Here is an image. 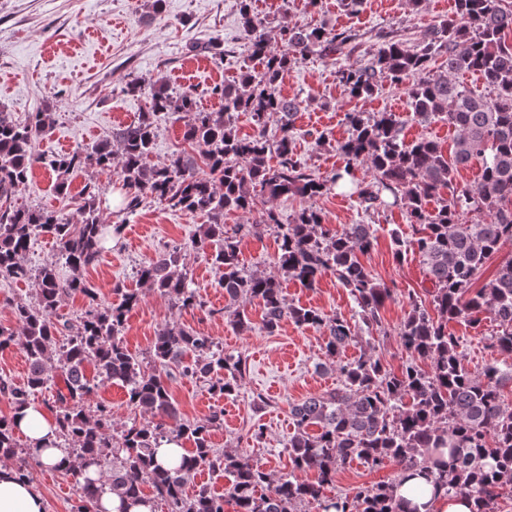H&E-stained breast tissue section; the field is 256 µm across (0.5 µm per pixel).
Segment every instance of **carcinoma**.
I'll return each mask as SVG.
<instances>
[{
    "label": "carcinoma",
    "mask_w": 512,
    "mask_h": 512,
    "mask_svg": "<svg viewBox=\"0 0 512 512\" xmlns=\"http://www.w3.org/2000/svg\"><path fill=\"white\" fill-rule=\"evenodd\" d=\"M455 14L434 24L424 42L408 49L385 33L366 63L340 66L336 80L353 98L369 97L383 84L405 86L410 116L427 125L445 122L457 132L450 153L439 143L421 137L401 138L400 121L391 112L372 117L345 113L349 137L337 144L345 167L325 180L296 157L293 119L299 104L286 98L280 82L299 59L330 58L355 48L356 34L346 29H280L287 52L271 50L264 22L252 10V0H240L241 25L250 37L251 55L261 68L242 70L232 84L215 86L211 94L223 102L217 112L198 110L193 93L153 88L139 119L90 148L49 157L33 151L35 140L53 125L51 110L19 121L0 110V278L38 279L36 303H13L15 327L0 326V350L17 345L24 352L29 375L17 387L0 380V394L11 399L13 415L0 417V455L15 461L16 472L31 479L29 448L18 443L15 415L30 405V397L51 385L57 387L54 411L57 441L78 460L65 473L76 477L74 512H95L103 487L89 475L112 468L109 489L122 498L142 500L150 485L168 512H417L405 510L395 483L360 486L333 497L324 494L336 472L358 460L368 466L396 463L400 471L417 472L436 490L474 499L473 512H501V490L512 484V402L504 388L512 386V362H495L476 376L462 364L463 343L449 323L463 321L477 328L483 320L496 324L488 346L512 354V257L502 260L481 287L485 264L512 244V0H455ZM445 55L442 69L432 62ZM481 74L492 96L477 94L453 79L458 71ZM249 112L258 130L239 136L236 118ZM274 115L279 136L266 134L265 117ZM184 121L183 140L197 150L175 152L161 164H150L158 123ZM118 145L115 155L112 145ZM483 160L476 188L460 187L458 170L472 159ZM372 170L369 182L356 181L358 205L366 213L389 208L404 212L411 239L394 238V257L407 246L417 251L430 283V304L408 293L411 309L398 329L409 359L397 374L380 360L362 353L343 360L354 341V327L340 316L329 317L315 308L286 303L281 277L314 288L330 273L348 289L362 323H379V308L392 288L376 280L358 258L375 241L372 224H351L340 232L325 228L321 210L307 206L285 220L270 202L281 197L313 200L355 178L358 167ZM41 166L55 174V191L70 197L71 176L87 169L107 174L119 168L127 190V210L152 199L171 211L206 218L200 233L144 263L139 279L181 308L196 305L190 290L186 252H202L220 274L227 304L224 317L241 331L252 322L241 302H262V330L276 333L281 322L292 320L306 328L324 329L327 355L336 362L341 387L311 396L291 408L295 432L288 439L292 472L272 481L251 456L212 448L211 433L224 424V409L213 410L203 422L181 421L170 392V366L189 354L190 375L208 381L211 393L230 398L242 386L246 361L226 356L210 336L175 326L155 333L148 356L132 355L123 341L126 313L139 305L140 295L123 283L113 285L120 302L98 303L97 292L85 272L97 265L106 239L122 234L124 225L103 223L102 187L92 179L81 190L80 220L48 209L19 206L16 189ZM263 207H258V204ZM257 214L255 223L234 229L224 226L229 212ZM254 235L271 231L278 240L279 273H248L239 254L242 230ZM49 235L58 258L37 269L26 264L30 242ZM64 263L70 278L63 280L57 264ZM80 293L88 301L77 326L60 328L53 314L63 295ZM428 361L423 368L420 361ZM91 363L97 378L83 373ZM119 382L133 406L157 418L155 422L125 425L113 432L107 404L86 413L84 398L99 384ZM317 432H310L311 427ZM165 439L190 440L191 452L178 465L165 468L154 460V448ZM112 449L107 454L105 449ZM205 466L231 479L226 496L207 487L192 497L184 487ZM318 471L317 483L297 479L295 472Z\"/></svg>",
    "instance_id": "cac0c4a2"
}]
</instances>
